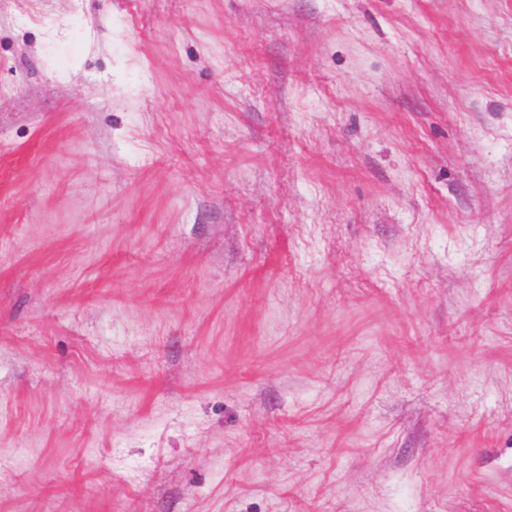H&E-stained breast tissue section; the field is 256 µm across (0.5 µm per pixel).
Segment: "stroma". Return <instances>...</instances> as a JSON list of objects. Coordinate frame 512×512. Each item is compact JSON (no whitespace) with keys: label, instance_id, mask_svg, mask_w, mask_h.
I'll return each mask as SVG.
<instances>
[{"label":"stroma","instance_id":"stroma-1","mask_svg":"<svg viewBox=\"0 0 512 512\" xmlns=\"http://www.w3.org/2000/svg\"><path fill=\"white\" fill-rule=\"evenodd\" d=\"M0 512H512V0H0Z\"/></svg>","mask_w":512,"mask_h":512}]
</instances>
